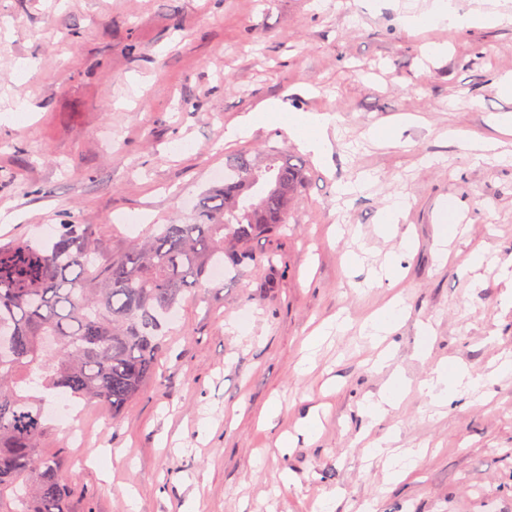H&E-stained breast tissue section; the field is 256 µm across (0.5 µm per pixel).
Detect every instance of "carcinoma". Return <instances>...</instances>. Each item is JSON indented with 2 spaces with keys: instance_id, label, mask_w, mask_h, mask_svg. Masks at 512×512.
I'll list each match as a JSON object with an SVG mask.
<instances>
[{
  "instance_id": "obj_1",
  "label": "carcinoma",
  "mask_w": 512,
  "mask_h": 512,
  "mask_svg": "<svg viewBox=\"0 0 512 512\" xmlns=\"http://www.w3.org/2000/svg\"><path fill=\"white\" fill-rule=\"evenodd\" d=\"M226 169L194 222L159 224L118 255L97 256L92 224L0 244V512H74L76 487L61 455L41 448L49 417L32 392L108 403L118 418L156 374L171 316L212 266L273 263L254 245L280 235L303 170L279 152H241Z\"/></svg>"
}]
</instances>
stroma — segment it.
Instances as JSON below:
<instances>
[{"mask_svg":"<svg viewBox=\"0 0 512 512\" xmlns=\"http://www.w3.org/2000/svg\"><path fill=\"white\" fill-rule=\"evenodd\" d=\"M429 3L0 0V113L32 108L26 125L0 122L1 243L72 221L95 225L101 250L119 254L153 225L191 221L212 171L237 153L275 149L303 163L285 234L261 245L273 264L196 289L157 376L120 419L85 406L84 447L52 425L44 452L86 461L76 512H175L189 501L197 512H314L329 492L333 512H512V375L493 374L512 358V159L480 161L470 148L497 137L512 151V135L494 127L512 97L492 88L512 77V23L408 30L404 15ZM428 43L440 53L424 57ZM29 60L37 68L18 79ZM270 99L334 115L329 159L277 125L225 142L228 123ZM400 114L413 124L369 138ZM451 127L460 142L445 139ZM363 171L374 182L338 202ZM397 195L409 206L386 237L380 214ZM478 248L484 261L468 265ZM394 258L402 277H380ZM396 295L405 313L373 347L362 324ZM341 319L348 328L299 374L307 337ZM424 322L432 336H421ZM382 350L392 359L377 370ZM439 364L467 366L479 391L429 405L418 385ZM397 378L402 398L371 419L368 400ZM271 406L278 414L265 417ZM313 413L322 426L307 436ZM389 434L425 451L399 481L368 454Z\"/></svg>","mask_w":512,"mask_h":512,"instance_id":"stroma-1","label":"stroma"}]
</instances>
